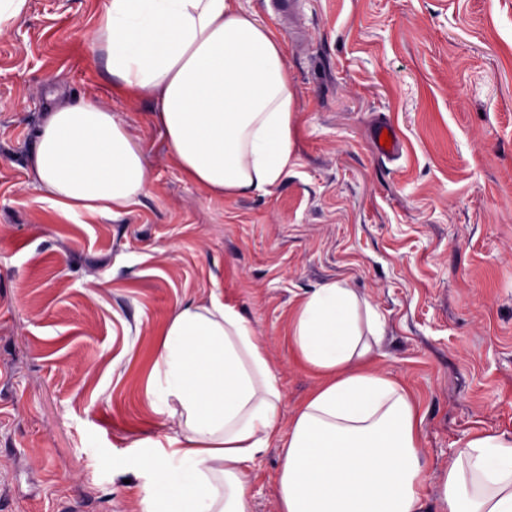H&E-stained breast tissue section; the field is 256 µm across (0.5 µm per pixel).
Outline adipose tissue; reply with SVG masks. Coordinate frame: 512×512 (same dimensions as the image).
Listing matches in <instances>:
<instances>
[{
    "instance_id": "1",
    "label": "adipose tissue",
    "mask_w": 512,
    "mask_h": 512,
    "mask_svg": "<svg viewBox=\"0 0 512 512\" xmlns=\"http://www.w3.org/2000/svg\"><path fill=\"white\" fill-rule=\"evenodd\" d=\"M88 37L112 93L153 98L177 167L209 194L271 193L294 157L296 97L280 36L235 0H101ZM30 176L71 214L118 215L148 188L127 126L94 99L49 112ZM382 324L347 281L319 284L289 326L319 386L290 422L250 322L213 299L180 304L160 337L147 394L176 420L144 461L141 512H250L247 467L281 437L278 512H428L422 417L371 357ZM447 512H512V438H470L448 461Z\"/></svg>"
}]
</instances>
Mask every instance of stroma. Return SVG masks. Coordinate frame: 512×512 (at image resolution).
Returning a JSON list of instances; mask_svg holds the SVG:
<instances>
[{"label":"stroma","instance_id":"obj_1","mask_svg":"<svg viewBox=\"0 0 512 512\" xmlns=\"http://www.w3.org/2000/svg\"><path fill=\"white\" fill-rule=\"evenodd\" d=\"M100 2L29 0L0 35V512H140L143 446L177 428L146 389L184 302L244 314L291 418L320 379L289 323L342 279L384 321L373 365L423 416L443 512L455 448L512 436V0H237L285 43L296 146L270 194L224 198L172 161L151 98L113 97L84 36ZM83 98L145 157L148 192L115 219L65 214L29 176L48 112ZM280 447L249 468L252 512H278Z\"/></svg>","mask_w":512,"mask_h":512}]
</instances>
